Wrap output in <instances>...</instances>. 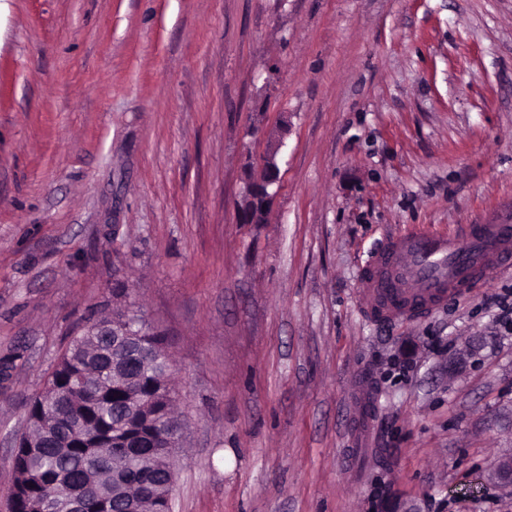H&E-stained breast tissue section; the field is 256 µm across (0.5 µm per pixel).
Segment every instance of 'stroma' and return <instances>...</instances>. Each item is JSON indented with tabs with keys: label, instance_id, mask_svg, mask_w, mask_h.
I'll return each mask as SVG.
<instances>
[{
	"label": "stroma",
	"instance_id": "35a3bbf8",
	"mask_svg": "<svg viewBox=\"0 0 512 512\" xmlns=\"http://www.w3.org/2000/svg\"><path fill=\"white\" fill-rule=\"evenodd\" d=\"M258 119L289 132L241 224ZM511 210L512 0H0V512L30 402L124 307L172 360V512H369L380 487L386 512H512L487 478L512 269L396 322L360 294L389 234ZM287 121H283L277 134L271 137L270 144L261 157L257 169L250 170L245 176V188L242 200L237 207L238 223L241 224H263L260 219V212L270 209L280 182V167L278 153L283 146L284 136L287 132Z\"/></svg>",
	"mask_w": 512,
	"mask_h": 512
}]
</instances>
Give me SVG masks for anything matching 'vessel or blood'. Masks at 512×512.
Returning a JSON list of instances; mask_svg holds the SVG:
<instances>
[{
  "instance_id": "b4317fda",
  "label": "vessel or blood",
  "mask_w": 512,
  "mask_h": 512,
  "mask_svg": "<svg viewBox=\"0 0 512 512\" xmlns=\"http://www.w3.org/2000/svg\"><path fill=\"white\" fill-rule=\"evenodd\" d=\"M512 265V214L449 231L413 227L387 239L362 276L367 310L400 317L435 308L449 293Z\"/></svg>"
}]
</instances>
